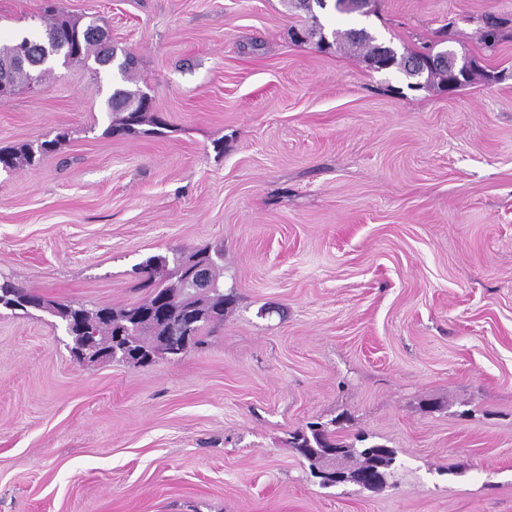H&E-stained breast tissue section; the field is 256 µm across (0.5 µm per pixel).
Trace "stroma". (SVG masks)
Wrapping results in <instances>:
<instances>
[{
	"mask_svg": "<svg viewBox=\"0 0 512 512\" xmlns=\"http://www.w3.org/2000/svg\"><path fill=\"white\" fill-rule=\"evenodd\" d=\"M50 3L98 18L152 107L106 136L91 57L0 101L2 148L68 134L0 170V282L118 307L148 257L207 248L237 301L144 365L1 308L0 512H512V0L326 21L494 73L452 96L295 43L285 0H0V43ZM313 422L393 448L388 487L320 485L290 446Z\"/></svg>",
	"mask_w": 512,
	"mask_h": 512,
	"instance_id": "obj_1",
	"label": "stroma"
}]
</instances>
